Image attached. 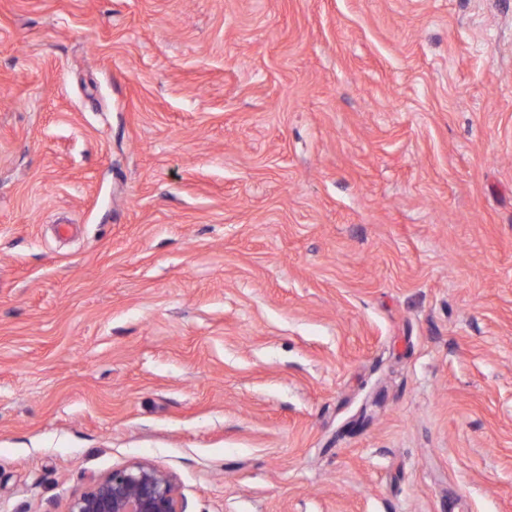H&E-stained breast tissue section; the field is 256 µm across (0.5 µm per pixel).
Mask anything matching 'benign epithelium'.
Returning a JSON list of instances; mask_svg holds the SVG:
<instances>
[{"instance_id":"7a95c632","label":"benign epithelium","mask_w":512,"mask_h":512,"mask_svg":"<svg viewBox=\"0 0 512 512\" xmlns=\"http://www.w3.org/2000/svg\"><path fill=\"white\" fill-rule=\"evenodd\" d=\"M67 512H184L173 477L146 461H135L93 478L73 497Z\"/></svg>"}]
</instances>
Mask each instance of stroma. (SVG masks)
<instances>
[{"label":"stroma","instance_id":"35a3bbf8","mask_svg":"<svg viewBox=\"0 0 512 512\" xmlns=\"http://www.w3.org/2000/svg\"><path fill=\"white\" fill-rule=\"evenodd\" d=\"M512 512V0H0V512ZM67 512H185L173 477L146 461H135L92 478Z\"/></svg>","mask_w":512,"mask_h":512}]
</instances>
